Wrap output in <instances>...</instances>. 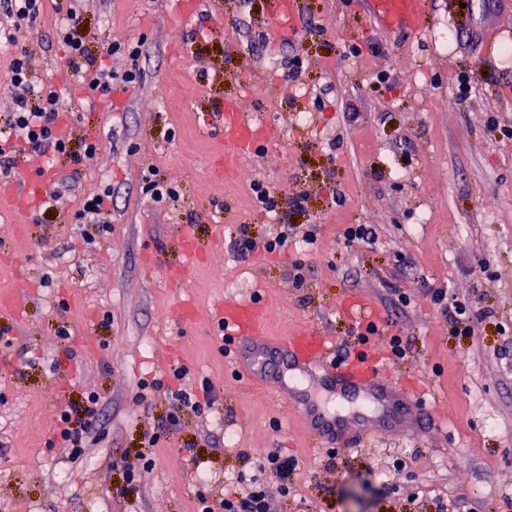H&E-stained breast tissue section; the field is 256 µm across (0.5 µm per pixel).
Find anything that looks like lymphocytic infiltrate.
Returning <instances> with one entry per match:
<instances>
[{
    "instance_id": "obj_1",
    "label": "lymphocytic infiltrate",
    "mask_w": 512,
    "mask_h": 512,
    "mask_svg": "<svg viewBox=\"0 0 512 512\" xmlns=\"http://www.w3.org/2000/svg\"><path fill=\"white\" fill-rule=\"evenodd\" d=\"M42 0H0V40L14 47L9 68V83L14 88L13 112L8 126V138L0 139V175L11 176L17 170L19 156L45 157L56 161L62 158L78 161L80 155L94 153L96 142H82L73 148L70 141L59 136L58 128L65 117L61 91L50 84H35L26 51L16 50L15 34L34 26L40 16ZM56 11L62 19L57 34L66 47V63L72 91L93 98H106L114 85L133 87L140 83L141 72L130 67L117 73L108 69L105 56L121 54L137 59L140 46L127 38L107 41L104 57H95L79 36L85 20L84 0H57ZM100 427L98 396L86 393L81 403L61 410L54 423L52 444L82 454L88 440ZM294 467L291 457L279 450H271L259 460V474L254 478L238 475L224 490V512H271V505L261 480L269 474L287 480Z\"/></svg>"
}]
</instances>
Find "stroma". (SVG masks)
I'll return each instance as SVG.
<instances>
[{
  "label": "stroma",
  "instance_id": "1",
  "mask_svg": "<svg viewBox=\"0 0 512 512\" xmlns=\"http://www.w3.org/2000/svg\"><path fill=\"white\" fill-rule=\"evenodd\" d=\"M176 3L88 0L87 45L140 42L137 60L116 55L111 65H137L142 81L108 101L65 97L60 135L98 149L60 164L77 183L54 214L15 212L0 194V291L20 281L29 290L22 316L0 311V336L12 341L0 346V512H197L202 492L223 512L238 450L257 460L274 448L296 465L287 481L265 480L273 512H438L443 499L461 512H512V0H424L417 34L378 28L364 0H301L285 37L270 0H200L186 18ZM57 26L45 0L18 45L34 81L60 88ZM293 56L302 68L288 83L282 61ZM462 70L473 91L443 109ZM381 74L390 81L378 92ZM234 97L264 130L228 166L224 133L206 117ZM151 170L176 199L143 195ZM257 183L289 220L315 227L312 248L237 258L239 225L259 241L280 230L253 203ZM104 189L112 230L87 246L79 197ZM187 224L200 256L173 288L165 271L182 262ZM350 224L371 225L376 244L345 240ZM428 286L473 306V335L451 333L422 295ZM359 296L377 311L380 334L367 342L340 310ZM227 299L264 307L270 336L313 330L338 357L379 359L404 385L433 389L441 421L415 437L393 428L333 449L291 400L224 354L214 314ZM391 335L409 342L405 359L389 358ZM174 365L188 368L186 388L209 385L216 401L183 410L170 429L171 399L138 394ZM90 391L101 397L100 437L78 456L49 446L56 413ZM144 456L152 471L128 485L127 466Z\"/></svg>",
  "mask_w": 512,
  "mask_h": 512
}]
</instances>
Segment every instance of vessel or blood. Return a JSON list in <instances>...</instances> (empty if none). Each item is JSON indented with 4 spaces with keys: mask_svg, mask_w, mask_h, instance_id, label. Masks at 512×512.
<instances>
[{
    "mask_svg": "<svg viewBox=\"0 0 512 512\" xmlns=\"http://www.w3.org/2000/svg\"><path fill=\"white\" fill-rule=\"evenodd\" d=\"M270 7L277 31L293 30L298 17L297 0H271ZM367 11L373 23L387 32L419 31L424 26L423 0H367ZM216 120L224 128L227 153L233 157L249 153L261 126L243 112L239 99L226 100ZM52 178L51 169L41 168L38 189H22L14 199L16 209L30 212L38 208ZM181 248L184 266L168 270L166 274L173 285L182 282L186 264L193 262L199 253L193 233L183 232ZM216 316L225 334L236 341L234 360L238 366L291 399L312 435L330 438L339 445H350L370 439L372 433L364 427L349 431L343 420L296 389V382L302 378L314 379L327 393L358 396L364 411L370 412L382 428L398 422L410 434H419L424 428V413L435 410L434 403L422 390L400 389L393 377L380 372L378 366L367 359L356 357L343 363L334 362V345L328 337L308 330L277 339L265 336V311L252 302L225 300Z\"/></svg>",
    "mask_w": 512,
    "mask_h": 512,
    "instance_id": "vessel-or-blood-1",
    "label": "vessel or blood"
}]
</instances>
